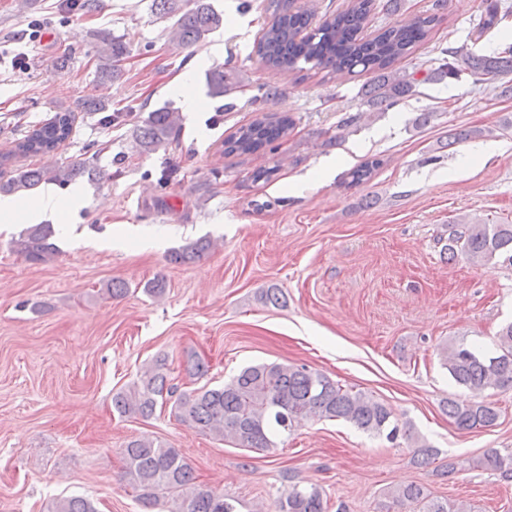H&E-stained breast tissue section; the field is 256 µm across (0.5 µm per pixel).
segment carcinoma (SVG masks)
<instances>
[{
  "label": "carcinoma",
  "mask_w": 512,
  "mask_h": 512,
  "mask_svg": "<svg viewBox=\"0 0 512 512\" xmlns=\"http://www.w3.org/2000/svg\"><path fill=\"white\" fill-rule=\"evenodd\" d=\"M375 0H349L348 7L313 23L314 13L307 8L293 9L286 0H268L269 21L257 42L256 52L264 65L301 73L307 69L336 75H360L369 72L373 81L366 94L372 105L389 108L412 95L417 85L456 79L461 74L484 84L512 75V43H501L488 54H477L465 46L442 48L438 66L407 73L394 64L412 55L426 42L438 15L419 17L409 24L385 26L372 35H364ZM157 15L173 20L168 35L179 49H189L218 29L223 18L206 0H193L190 7L182 0H153ZM512 16V5L489 0L486 14L480 18L479 33L491 29ZM126 43L109 31L97 32L96 81L112 82L122 75ZM209 94L222 97L237 88L235 75L217 66L207 73ZM75 116L70 112L55 118L19 139L15 148L0 154V165H7L16 155H44L72 132ZM295 120L290 115L256 118L224 139V152L254 154L288 137ZM180 115L168 107L151 112L137 128L135 143L139 154L148 155L165 147L179 134ZM381 160L365 161L348 172L349 184L366 183L380 167ZM88 174L100 179L107 174L87 160L65 165L15 168L13 175L0 181V192L31 189L53 182L65 186ZM50 224H34L14 241L16 251L33 264L51 261L58 253ZM212 242L200 239L171 251L169 262L186 264L206 254ZM450 258L463 257L474 265L506 264L512 267V224H450L448 244ZM443 366L456 384L477 395L489 389L512 388V323L503 325L496 334V347L480 351L464 342L455 343L441 352ZM166 360L157 359L136 379L112 395V407L121 416L152 418L157 408L171 405L181 423L222 441H232L251 451H269L275 447L273 437L288 432L305 420L343 419L357 429L384 436L390 442L399 434L411 436L407 427H399L391 409L362 391L343 388L327 375L308 368L281 363H261L242 369L229 382L217 388H195L182 392L171 383ZM448 418L457 428L471 430L495 425L499 408L485 399L444 406ZM124 476L137 498L152 512L160 500L170 503L168 512H237L235 500L213 490H192L194 469L179 450L149 436L137 437L123 448ZM481 465L512 478V452L497 450L486 454ZM392 503L415 512H472L463 502L448 503L432 497L418 484H409L391 492ZM276 512H326L321 488L313 483L289 481L275 501ZM47 512H97L94 504L83 497L52 501Z\"/></svg>",
  "instance_id": "cac0c4a2"
}]
</instances>
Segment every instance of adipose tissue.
<instances>
[{
    "instance_id": "ef3b65f1",
    "label": "adipose tissue",
    "mask_w": 512,
    "mask_h": 512,
    "mask_svg": "<svg viewBox=\"0 0 512 512\" xmlns=\"http://www.w3.org/2000/svg\"><path fill=\"white\" fill-rule=\"evenodd\" d=\"M86 201L76 186L59 189L47 184L24 197L0 196V222L4 224H74Z\"/></svg>"
}]
</instances>
